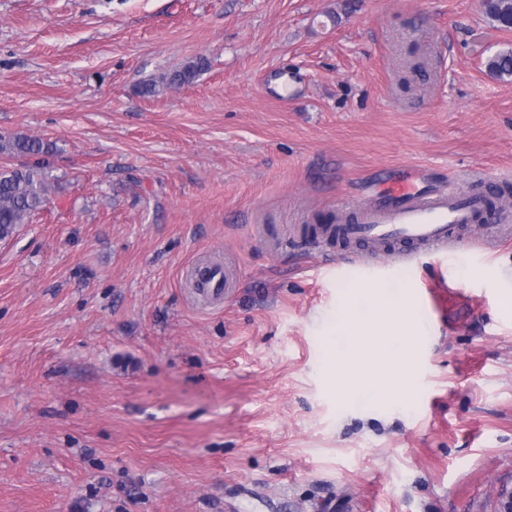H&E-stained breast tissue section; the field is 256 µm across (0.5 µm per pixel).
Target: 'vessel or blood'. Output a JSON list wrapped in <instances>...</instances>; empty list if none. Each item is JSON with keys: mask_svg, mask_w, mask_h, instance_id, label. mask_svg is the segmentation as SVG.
<instances>
[{"mask_svg": "<svg viewBox=\"0 0 512 512\" xmlns=\"http://www.w3.org/2000/svg\"><path fill=\"white\" fill-rule=\"evenodd\" d=\"M420 182V177L406 176L385 184L388 204L363 202L352 207L351 221L335 227L337 239L373 253L406 244L420 252L447 253L457 243L459 230L472 224L483 210L485 198L456 188L432 194ZM200 277L204 286L198 294L208 301L220 298L231 286L230 278L215 266L204 267Z\"/></svg>", "mask_w": 512, "mask_h": 512, "instance_id": "obj_1", "label": "vessel or blood"}]
</instances>
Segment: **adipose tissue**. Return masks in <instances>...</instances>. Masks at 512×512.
Returning <instances> with one entry per match:
<instances>
[{
  "label": "adipose tissue",
  "mask_w": 512,
  "mask_h": 512,
  "mask_svg": "<svg viewBox=\"0 0 512 512\" xmlns=\"http://www.w3.org/2000/svg\"><path fill=\"white\" fill-rule=\"evenodd\" d=\"M360 327V317L347 314L345 325L332 340L337 358L354 366L353 372L336 378L338 397L376 404L404 399L408 386L401 375V365L407 349L401 327H393L379 346L368 343Z\"/></svg>",
  "instance_id": "obj_1"
}]
</instances>
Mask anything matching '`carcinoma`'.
<instances>
[{"label":"carcinoma","mask_w":512,"mask_h":512,"mask_svg":"<svg viewBox=\"0 0 512 512\" xmlns=\"http://www.w3.org/2000/svg\"><path fill=\"white\" fill-rule=\"evenodd\" d=\"M486 15L499 27L512 29V0H483ZM208 67L206 58L199 56L181 69L162 77L169 86L189 84ZM488 71L499 78H512V49L501 51L487 60ZM51 147L39 139L17 134L0 138V152L21 157L47 154ZM51 185L39 165L22 164L0 170V240L12 237L18 226L42 210L48 200Z\"/></svg>","instance_id":"cac0c4a2"}]
</instances>
